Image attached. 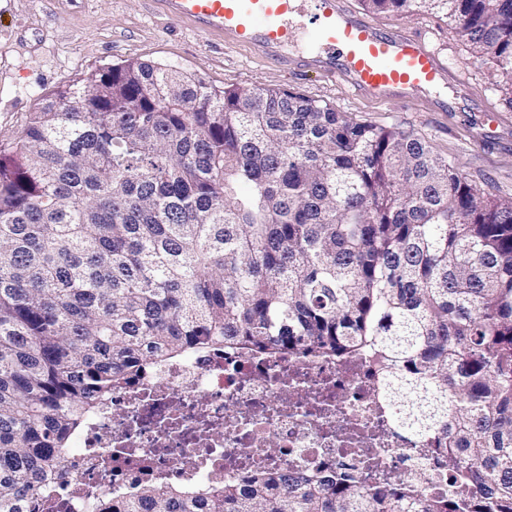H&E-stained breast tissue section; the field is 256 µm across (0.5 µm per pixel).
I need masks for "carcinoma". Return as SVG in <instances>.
<instances>
[{
  "instance_id": "1",
  "label": "carcinoma",
  "mask_w": 512,
  "mask_h": 512,
  "mask_svg": "<svg viewBox=\"0 0 512 512\" xmlns=\"http://www.w3.org/2000/svg\"><path fill=\"white\" fill-rule=\"evenodd\" d=\"M363 2L436 11L512 87V0ZM211 347L368 358L447 491L257 468L112 512H512V197L297 92L96 69L0 144V512L50 492L112 391Z\"/></svg>"
}]
</instances>
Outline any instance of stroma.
I'll list each match as a JSON object with an SVG mask.
<instances>
[{"label":"stroma","mask_w":512,"mask_h":512,"mask_svg":"<svg viewBox=\"0 0 512 512\" xmlns=\"http://www.w3.org/2000/svg\"><path fill=\"white\" fill-rule=\"evenodd\" d=\"M346 2L380 30L424 34L448 68L447 82L423 99L380 102L342 80L290 75L250 49L214 43L188 22L156 12L149 0H0V142L19 135L41 96L138 59L175 65L218 86L297 91L358 121L413 131L469 183L512 197V92L495 66L476 58L434 11L403 17Z\"/></svg>","instance_id":"1"}]
</instances>
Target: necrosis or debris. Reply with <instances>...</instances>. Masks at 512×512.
<instances>
[{
    "label": "necrosis or debris",
    "mask_w": 512,
    "mask_h": 512,
    "mask_svg": "<svg viewBox=\"0 0 512 512\" xmlns=\"http://www.w3.org/2000/svg\"><path fill=\"white\" fill-rule=\"evenodd\" d=\"M366 362L210 349L162 362L113 393L76 432L50 498L26 512H110L138 483L244 482L270 474L367 484L440 476L427 440L396 428ZM378 457L375 472L364 457Z\"/></svg>",
    "instance_id": "1"
}]
</instances>
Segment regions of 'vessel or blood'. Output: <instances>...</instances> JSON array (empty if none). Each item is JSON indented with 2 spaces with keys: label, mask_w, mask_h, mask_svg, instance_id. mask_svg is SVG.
<instances>
[{
  "label": "vessel or blood",
  "mask_w": 512,
  "mask_h": 512,
  "mask_svg": "<svg viewBox=\"0 0 512 512\" xmlns=\"http://www.w3.org/2000/svg\"><path fill=\"white\" fill-rule=\"evenodd\" d=\"M167 16L227 44L256 49L271 64L287 67L288 49L306 32L313 44L311 69L341 76L384 101H410L447 78L423 36L383 34L354 17L341 0H150Z\"/></svg>",
  "instance_id": "1"
}]
</instances>
